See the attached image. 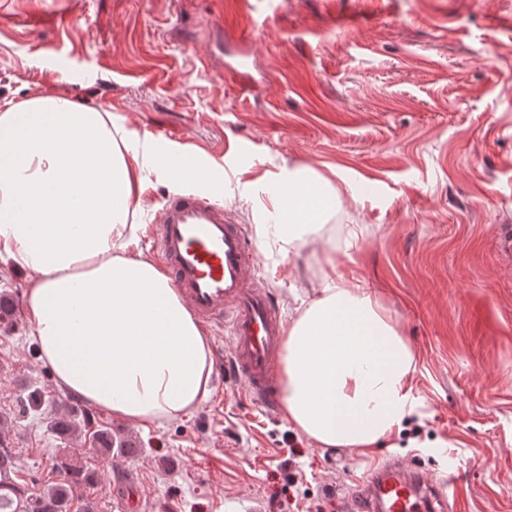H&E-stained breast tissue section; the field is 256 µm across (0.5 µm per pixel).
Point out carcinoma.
Returning <instances> with one entry per match:
<instances>
[{
	"label": "carcinoma",
	"mask_w": 512,
	"mask_h": 512,
	"mask_svg": "<svg viewBox=\"0 0 512 512\" xmlns=\"http://www.w3.org/2000/svg\"><path fill=\"white\" fill-rule=\"evenodd\" d=\"M50 430L66 436L76 429L72 413H64L48 423ZM93 441L101 451L110 455L129 454L131 449L124 442L112 437V429H99L93 434ZM19 465L13 452L0 448V512H91L90 502L82 500L78 492L94 485L95 472L75 463L66 456L56 457L53 471L56 479L43 487L29 491L19 485L14 476Z\"/></svg>",
	"instance_id": "carcinoma-1"
}]
</instances>
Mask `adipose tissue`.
<instances>
[{"instance_id":"1","label":"adipose tissue","mask_w":512,"mask_h":512,"mask_svg":"<svg viewBox=\"0 0 512 512\" xmlns=\"http://www.w3.org/2000/svg\"><path fill=\"white\" fill-rule=\"evenodd\" d=\"M149 173L173 191L224 194L211 161L155 147L120 116L59 95L0 98V256L30 276L39 357L65 390L143 426L196 409L213 373L209 336L136 250ZM243 188L288 254L336 206L330 182L297 167ZM283 350V415L319 447H385L421 405L410 343L334 258Z\"/></svg>"}]
</instances>
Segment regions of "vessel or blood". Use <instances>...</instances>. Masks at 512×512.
<instances>
[{
	"label": "vessel or blood",
	"mask_w": 512,
	"mask_h": 512,
	"mask_svg": "<svg viewBox=\"0 0 512 512\" xmlns=\"http://www.w3.org/2000/svg\"><path fill=\"white\" fill-rule=\"evenodd\" d=\"M151 238L159 265L186 306L204 323L232 322V368L250 398L275 407L277 363L283 340L280 309L251 283L249 231L223 203L194 195L169 197ZM421 465L386 461L355 493L352 512H432L446 507Z\"/></svg>",
	"instance_id": "b4317fda"
}]
</instances>
